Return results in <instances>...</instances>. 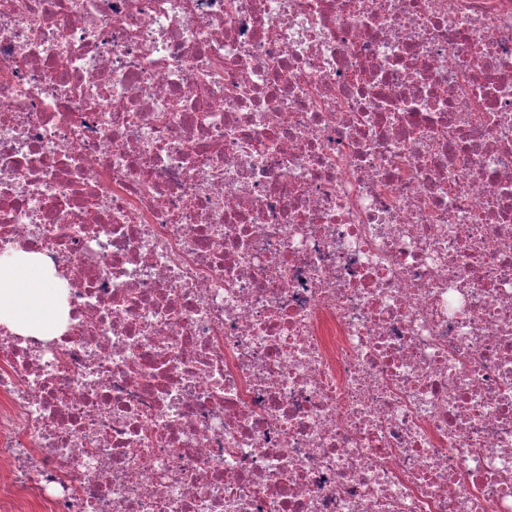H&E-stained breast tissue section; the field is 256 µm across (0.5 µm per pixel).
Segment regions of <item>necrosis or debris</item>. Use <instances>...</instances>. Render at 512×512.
Wrapping results in <instances>:
<instances>
[{
    "label": "necrosis or debris",
    "instance_id": "1",
    "mask_svg": "<svg viewBox=\"0 0 512 512\" xmlns=\"http://www.w3.org/2000/svg\"><path fill=\"white\" fill-rule=\"evenodd\" d=\"M0 512H512V0H0ZM0 322L22 334H49L57 323L56 288L38 255L0 257Z\"/></svg>",
    "mask_w": 512,
    "mask_h": 512
}]
</instances>
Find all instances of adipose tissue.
I'll list each match as a JSON object with an SVG mask.
<instances>
[{"mask_svg": "<svg viewBox=\"0 0 512 512\" xmlns=\"http://www.w3.org/2000/svg\"><path fill=\"white\" fill-rule=\"evenodd\" d=\"M0 322L22 334H48L57 323L56 288L38 255L0 257Z\"/></svg>", "mask_w": 512, "mask_h": 512, "instance_id": "ef3b65f1", "label": "adipose tissue"}]
</instances>
